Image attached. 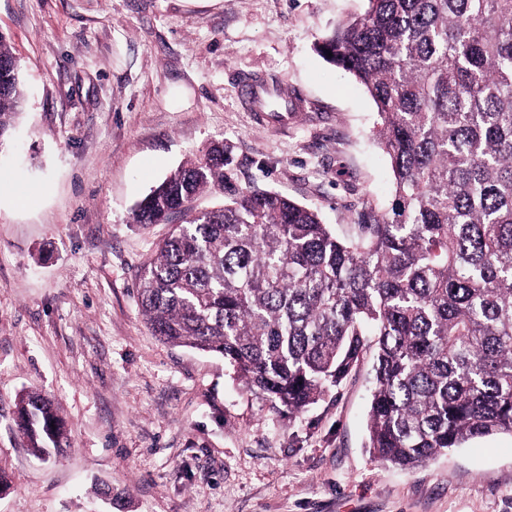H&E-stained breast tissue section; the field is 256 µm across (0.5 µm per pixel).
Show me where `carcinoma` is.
I'll return each mask as SVG.
<instances>
[{"mask_svg": "<svg viewBox=\"0 0 512 512\" xmlns=\"http://www.w3.org/2000/svg\"><path fill=\"white\" fill-rule=\"evenodd\" d=\"M316 51L376 105L391 207L339 238L314 210L238 186L214 143L133 209L143 225L186 216L139 278L146 323L291 417L374 347L366 447L382 462L512 434V0H367ZM23 99L0 34V152ZM216 188L224 205L195 212ZM18 425L39 455L66 439L41 394L21 397Z\"/></svg>", "mask_w": 512, "mask_h": 512, "instance_id": "cac0c4a2", "label": "carcinoma"}]
</instances>
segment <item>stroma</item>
<instances>
[{
	"label": "stroma",
	"mask_w": 512,
	"mask_h": 512,
	"mask_svg": "<svg viewBox=\"0 0 512 512\" xmlns=\"http://www.w3.org/2000/svg\"><path fill=\"white\" fill-rule=\"evenodd\" d=\"M366 0H0L25 111L0 155V512H512V435L403 469L367 447L374 349L305 412L164 344L136 288L168 225L135 204L215 142L241 185L345 235L394 195L365 88L314 45ZM287 89V125L245 85ZM68 442L34 456L22 393Z\"/></svg>",
	"instance_id": "obj_1"
}]
</instances>
